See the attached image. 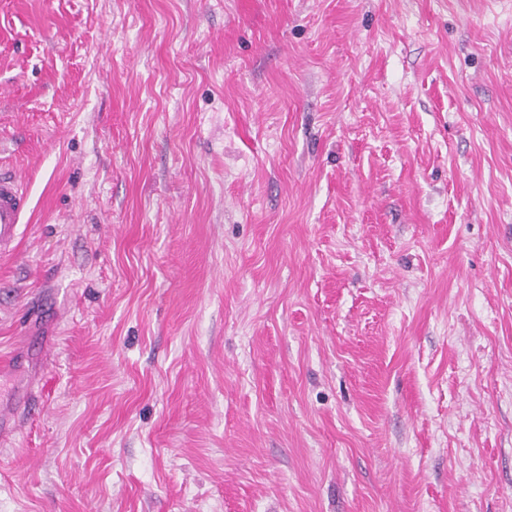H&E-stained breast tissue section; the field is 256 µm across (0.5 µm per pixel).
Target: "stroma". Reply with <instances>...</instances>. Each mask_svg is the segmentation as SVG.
<instances>
[{
  "mask_svg": "<svg viewBox=\"0 0 512 512\" xmlns=\"http://www.w3.org/2000/svg\"><path fill=\"white\" fill-rule=\"evenodd\" d=\"M0 512H512V0H0ZM26 194L19 181L0 175V257L11 256L20 235Z\"/></svg>",
  "mask_w": 512,
  "mask_h": 512,
  "instance_id": "35a3bbf8",
  "label": "stroma"
}]
</instances>
